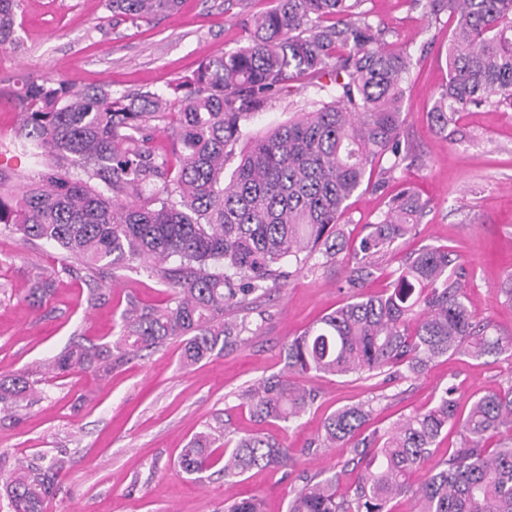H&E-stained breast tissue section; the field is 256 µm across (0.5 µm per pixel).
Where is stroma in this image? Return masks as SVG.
<instances>
[{
    "mask_svg": "<svg viewBox=\"0 0 512 512\" xmlns=\"http://www.w3.org/2000/svg\"><path fill=\"white\" fill-rule=\"evenodd\" d=\"M274 0H182L174 14L131 24L113 17L108 0H22L19 47L0 48V168L14 187L34 175L29 157L11 142L22 115L15 93L28 80L65 82L75 90L100 84L113 93L169 91L204 60L245 45L244 22L271 9ZM387 42L417 49L427 45L422 62L413 63V93L404 107V127L414 157L397 173L386 194L359 190L350 201V230L361 235L385 209L389 196L409 188L431 202L415 237L402 240L385 258L388 269L425 245H446L459 255L469 276L467 304L480 320L512 334V305L498 288L512 273V109L486 106L462 112L472 132L455 141L436 133L430 110L436 91L448 79L445 49L448 20L431 21L413 0H368ZM314 96L310 87L272 101L248 128L265 132L288 121ZM47 280L52 291L43 307L27 299L32 284ZM109 301L92 308L83 270L60 271L55 246L28 243L0 233V375H11L57 354L77 337L116 336L128 297L165 306L170 290L140 268L107 272ZM348 298L341 269L318 268L271 288L237 318L257 323L256 335L199 364L181 363V346L142 352L102 380L93 372L47 378L36 399L15 416L0 414V481L21 459L68 460L45 512H224L228 500L261 498L266 512H286L301 487V472L340 471L341 487L352 472L343 471L346 449L318 455L307 448L326 415L373 396H382L365 431L389 428L413 412L433 406L441 389L455 385L460 412L477 396L497 389L512 376V358L478 360L441 357L412 381L313 374L299 383L315 390L312 408L293 423L259 424L239 393L277 372L288 342L305 327ZM223 421L232 438L258 431L273 435L294 452V467L253 470L225 481L217 470L197 480L181 472L182 448L206 424Z\"/></svg>",
    "mask_w": 512,
    "mask_h": 512,
    "instance_id": "1",
    "label": "stroma"
}]
</instances>
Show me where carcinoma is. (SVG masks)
Here are the masks:
<instances>
[{
    "mask_svg": "<svg viewBox=\"0 0 512 512\" xmlns=\"http://www.w3.org/2000/svg\"><path fill=\"white\" fill-rule=\"evenodd\" d=\"M21 0H0V47L17 44ZM368 0H276L248 21L247 44L217 54L181 78L172 93L116 96L102 85L74 91L63 82L29 81L16 93L24 118L15 145L37 173L20 192L0 170V224L27 241L61 249V271L81 262L95 308L109 299L104 270L137 263L172 290L162 309L130 300L114 340L73 342L44 369L55 376L91 370L108 376L144 350L181 344L187 367L255 333L246 319L224 314L248 306L287 276L320 265L341 266L350 298L288 342L283 366L241 394L257 421L295 422L316 394L295 377L370 374L419 376L443 356L480 359L512 354V336L475 319L465 269L448 246H423L389 273L387 290L366 295L384 274L383 260L417 233L429 207L407 190L348 247L343 218L362 186L374 192L410 158L402 118L411 91L410 54L391 48L371 20ZM180 0H108L131 21L169 15ZM425 15L453 20L448 34V82L437 92L431 120L460 137L457 116L468 107L512 108V0H425ZM299 80L315 89L313 109L261 136L247 122ZM175 118L174 166L153 146ZM250 138L230 174L236 144ZM386 161L377 181H366ZM41 371L0 376V413H13L38 392ZM361 401L329 414L309 451L349 445L359 469L353 488L336 491L340 473L304 475L287 512H391L411 496L415 512H512V378L458 414L449 385L434 405L382 434L357 432L372 413ZM453 425L459 447L414 489L407 474L424 462ZM507 437L486 447L502 432ZM224 442L218 450L214 445ZM290 450L261 434L226 438L208 426L182 449L187 475L220 466L224 480L254 468H280ZM65 462L20 461L4 482L12 512H44ZM224 512H262L256 498L224 503Z\"/></svg>",
    "mask_w": 512,
    "mask_h": 512,
    "instance_id": "obj_1",
    "label": "carcinoma"
}]
</instances>
